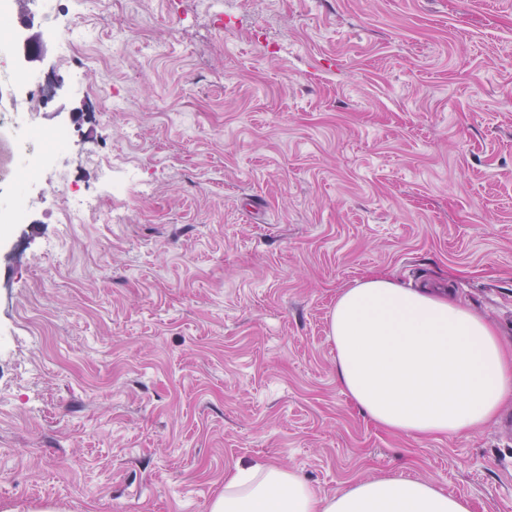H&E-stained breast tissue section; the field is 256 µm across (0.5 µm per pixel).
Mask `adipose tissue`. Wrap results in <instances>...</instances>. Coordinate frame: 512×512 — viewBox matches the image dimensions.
I'll return each mask as SVG.
<instances>
[{
    "instance_id": "obj_1",
    "label": "adipose tissue",
    "mask_w": 512,
    "mask_h": 512,
    "mask_svg": "<svg viewBox=\"0 0 512 512\" xmlns=\"http://www.w3.org/2000/svg\"><path fill=\"white\" fill-rule=\"evenodd\" d=\"M341 391L377 426L437 438L491 421L512 397V357L497 331L448 295L368 276L329 319ZM208 512H471L468 497L382 475L317 497L292 470L237 468Z\"/></svg>"
}]
</instances>
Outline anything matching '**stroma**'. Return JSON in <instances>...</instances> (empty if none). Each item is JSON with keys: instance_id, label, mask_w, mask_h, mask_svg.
Masks as SVG:
<instances>
[{"instance_id": "35a3bbf8", "label": "stroma", "mask_w": 512, "mask_h": 512, "mask_svg": "<svg viewBox=\"0 0 512 512\" xmlns=\"http://www.w3.org/2000/svg\"><path fill=\"white\" fill-rule=\"evenodd\" d=\"M108 3L100 33L136 35L64 78L65 165L126 221L53 223L37 186L0 242V512H206L265 464L320 497L392 474L512 512L500 420L386 432L328 338L378 274L450 284L512 349V0H229L220 25ZM115 89L130 109L101 118ZM91 144L153 193L109 197Z\"/></svg>"}]
</instances>
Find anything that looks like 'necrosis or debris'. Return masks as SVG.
Wrapping results in <instances>:
<instances>
[{
    "instance_id": "obj_1",
    "label": "necrosis or debris",
    "mask_w": 512,
    "mask_h": 512,
    "mask_svg": "<svg viewBox=\"0 0 512 512\" xmlns=\"http://www.w3.org/2000/svg\"><path fill=\"white\" fill-rule=\"evenodd\" d=\"M133 35L126 26H113L109 44L102 46L94 29L70 26L57 36L59 70L67 73L77 64H121L119 48ZM24 78L23 70L13 68L0 79V185L12 189L10 197L0 200V224L27 223L35 203L29 190L36 184L58 196L59 223H98L99 205L77 182H60L54 168L55 161L67 152L69 127L43 124L46 103L38 91H31L23 100L17 97L16 87Z\"/></svg>"
}]
</instances>
